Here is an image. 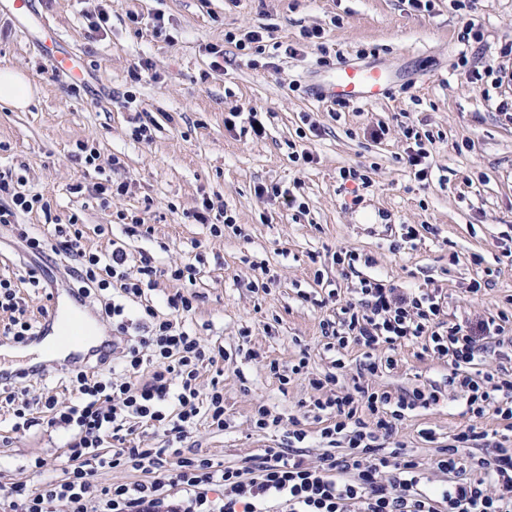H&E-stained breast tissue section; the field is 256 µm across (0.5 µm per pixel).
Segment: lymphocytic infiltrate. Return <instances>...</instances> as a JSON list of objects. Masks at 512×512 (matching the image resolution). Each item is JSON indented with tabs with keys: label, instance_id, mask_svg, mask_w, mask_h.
Segmentation results:
<instances>
[{
	"label": "lymphocytic infiltrate",
	"instance_id": "obj_1",
	"mask_svg": "<svg viewBox=\"0 0 512 512\" xmlns=\"http://www.w3.org/2000/svg\"><path fill=\"white\" fill-rule=\"evenodd\" d=\"M22 184L0 171V224L30 252L72 260L67 275L73 288L97 303L117 345L95 371H69L70 404L53 395L31 397L27 377L7 388L1 402L16 427H61L71 437L64 479L36 490L23 482L1 485L0 512H512V452L482 425L492 414L512 433V375L479 378L469 369L484 353L485 340L512 349V335L496 318L471 326L444 321L441 289L408 291L374 277L359 278L356 301L339 302L334 288L327 293L339 305L337 320L321 324L329 346L353 343L373 351L384 345L390 365L392 350L411 343L446 361L447 389L457 393L466 419L434 460L448 476L446 485L425 487L418 463L396 439L406 411L440 400L443 389L437 387L414 390L406 399L356 381L351 389L313 400L314 411L325 418L320 440L329 447L315 463L293 449L308 437L302 428L290 430L288 447L268 451L251 471L187 456L182 446L199 422L219 430L226 425L222 388H201L204 366L227 355L202 343L188 324L197 293L176 291L167 298V312H159L147 297L158 272L151 255L120 246L107 254L87 250L83 227L74 221L30 236L19 214L51 207ZM22 283L46 286L34 268L19 283L0 276V313L7 315L0 336L7 339L34 331L19 295ZM139 428L162 433V446L141 447L134 439ZM170 457L176 468L168 478L108 486L92 480L98 467L160 470Z\"/></svg>",
	"mask_w": 512,
	"mask_h": 512
}]
</instances>
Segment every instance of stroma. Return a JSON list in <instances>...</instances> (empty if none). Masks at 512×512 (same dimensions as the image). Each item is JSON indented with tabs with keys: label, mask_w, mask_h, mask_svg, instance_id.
Instances as JSON below:
<instances>
[{
	"label": "stroma",
	"mask_w": 512,
	"mask_h": 512,
	"mask_svg": "<svg viewBox=\"0 0 512 512\" xmlns=\"http://www.w3.org/2000/svg\"><path fill=\"white\" fill-rule=\"evenodd\" d=\"M101 6L110 21L90 32L87 16ZM33 9L98 80L90 87L54 71L15 18L0 13V67L22 71L33 86L25 110L0 103V169L12 170L27 191L51 204L50 214L23 216L30 234L44 232L46 217L64 224L75 215L85 248L108 253L119 244L153 255L159 273L148 297L158 309L176 289L168 269L197 261L200 299L190 324L228 356L222 370L205 368L201 382L219 379L229 425L219 431L199 423L187 441L192 451L251 470L268 449L281 447L298 417L310 433L301 453L317 461L322 422L309 410L317 393L303 376L281 387L268 369L273 361L285 367L304 355L310 371L323 375L337 359L351 374L372 360L379 368L366 382L396 397L443 385L447 364L418 345L398 346L390 368L382 347L369 354L354 344L325 350L320 324L336 314L302 298L317 291L315 273L335 283L344 300L352 299L359 276H375L398 288L441 289L444 317L454 322L500 312L512 318V268L484 294L467 291L483 266H495L500 243L512 238V121L498 111L501 101L512 102V83L486 95L455 68L470 17L485 34L473 56L512 73V55L502 52L512 42V0H475L466 17L448 0H434L428 12L408 0H34ZM158 13L166 27L160 35L152 27ZM134 14L141 24L131 22ZM313 27L340 58L392 71L399 79L393 92L339 111L313 98L310 85L332 74L301 37ZM253 30L264 35L256 58L224 40L225 33L242 38ZM287 44L296 55L285 54ZM213 45L224 52L217 69ZM234 110L239 116L230 128L224 120ZM252 111L266 127L264 137L246 130ZM135 117L150 128L151 140L134 139ZM414 124L436 138L424 182L407 163L405 131ZM80 142L96 148L97 168L74 160ZM294 147L311 152L313 163L292 161ZM115 156L122 162L117 170ZM348 167L364 171L370 186L343 181L339 172ZM108 179L126 183L127 191L105 202L93 186ZM261 185L291 190L303 209L258 195ZM206 198L224 205L240 234L215 237L209 225L192 219ZM133 213L152 226L151 235L127 233L121 217ZM404 224L417 229L414 241H402ZM341 248L371 258V265L346 275L337 265L311 261ZM476 255L483 266L474 265ZM253 260L274 273L273 288H252ZM30 264L44 267L52 287H66L55 255H26L15 233L0 226V275L24 276ZM244 329L249 338H241ZM244 344L256 360L238 356ZM260 404L281 415L280 431L252 427ZM461 411L447 392L408 412L399 426L398 440L432 484L446 481L432 460L463 424ZM426 429L433 441L423 437ZM66 437L61 428L15 431L0 422V484L23 482L35 490L61 480ZM38 458L46 465L37 471L30 464Z\"/></svg>",
	"instance_id": "1"
}]
</instances>
